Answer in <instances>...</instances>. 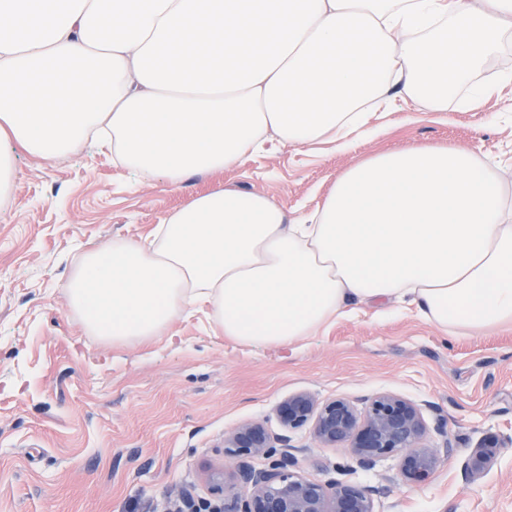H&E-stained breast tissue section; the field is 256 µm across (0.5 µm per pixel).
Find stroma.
<instances>
[{
	"label": "stroma",
	"instance_id": "obj_1",
	"mask_svg": "<svg viewBox=\"0 0 512 512\" xmlns=\"http://www.w3.org/2000/svg\"><path fill=\"white\" fill-rule=\"evenodd\" d=\"M373 122L379 134L350 152L274 147L176 188L118 168L104 148L62 160L15 152L16 188L0 203V512H166L183 493L205 499L209 470L224 465L225 429L260 418L278 430L275 406L299 390L352 399L389 390L445 417L446 434L429 443L448 439L455 451L427 483L402 484L391 459L362 474L387 488L380 512H512V447L478 478L462 468L482 436H512V327L451 337L413 310L366 307L272 350L227 340L197 307L170 337L115 346L87 335L70 310L66 284L85 251L144 238L191 197L226 186L297 215L342 170L417 142L494 162L512 192V84L474 112L398 101ZM293 443L310 477L334 478L347 462L342 449L312 447L307 431Z\"/></svg>",
	"mask_w": 512,
	"mask_h": 512
}]
</instances>
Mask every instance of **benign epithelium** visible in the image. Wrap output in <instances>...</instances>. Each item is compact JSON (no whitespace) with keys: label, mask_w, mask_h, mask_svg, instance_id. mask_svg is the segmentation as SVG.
Listing matches in <instances>:
<instances>
[{"label":"benign epithelium","mask_w":512,"mask_h":512,"mask_svg":"<svg viewBox=\"0 0 512 512\" xmlns=\"http://www.w3.org/2000/svg\"><path fill=\"white\" fill-rule=\"evenodd\" d=\"M282 430L270 432L264 421L248 419L224 430L221 448L232 462L226 470L207 475L209 489L219 503L215 512H377L382 486L354 478L385 459L397 464L400 480L410 487L429 481L444 457L453 451L427 444L430 431L444 433L440 416L429 423L415 401L377 391L355 401L346 397L321 400L310 391L294 392L276 406ZM308 430L318 448H341L350 463L336 467L337 477L321 481L303 474L292 435ZM512 437L488 434L473 447L466 463L471 477L481 475Z\"/></svg>","instance_id":"1"}]
</instances>
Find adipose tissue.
<instances>
[{"label": "adipose tissue", "mask_w": 512, "mask_h": 512, "mask_svg": "<svg viewBox=\"0 0 512 512\" xmlns=\"http://www.w3.org/2000/svg\"><path fill=\"white\" fill-rule=\"evenodd\" d=\"M512 0H0V199L15 149L68 156L101 134L173 187L264 143L350 150L370 111L492 93ZM69 306L121 346L202 303L229 341H306L393 302L451 336L512 325V193L473 152L410 143L341 172L307 216L224 189L143 241L84 253Z\"/></svg>", "instance_id": "ef3b65f1"}]
</instances>
